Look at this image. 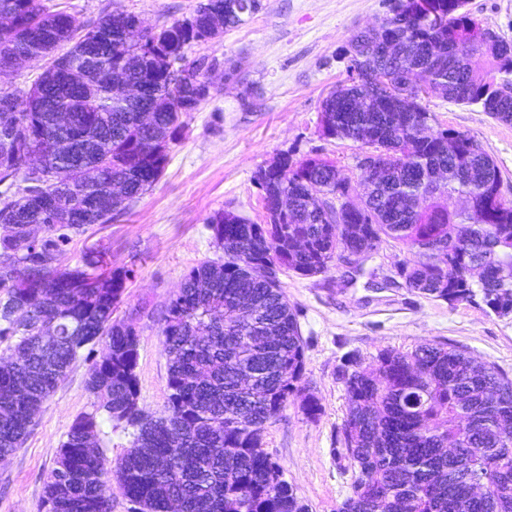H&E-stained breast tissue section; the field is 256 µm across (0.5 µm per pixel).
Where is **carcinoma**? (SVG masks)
<instances>
[{
	"label": "carcinoma",
	"instance_id": "obj_1",
	"mask_svg": "<svg viewBox=\"0 0 512 512\" xmlns=\"http://www.w3.org/2000/svg\"><path fill=\"white\" fill-rule=\"evenodd\" d=\"M199 0L190 16L162 25L141 43L124 39L138 15L116 11L85 28L41 0H0V65L50 58L31 88L0 90V455L22 447L36 414L69 369L102 345L86 382L98 399L78 415L46 480L44 512H112V478L139 512H308L264 450L267 425L293 396L315 420L305 393V344L280 278L313 277L344 252L368 254L392 241L418 261L397 275L405 287L450 305L481 301L486 313L512 318V203L500 194L493 159L465 134L435 131L421 142L420 120H434L424 97H384L372 78L395 85L418 72L430 98L477 105L512 123V43H472L482 23L465 0H402L379 26L349 41V77L322 101L321 114L340 140L375 154L362 179L363 208L336 215L335 162L294 161L282 154L259 167L269 222L216 212L207 224L224 262L204 261L184 276L161 315L168 361L163 412L140 403L139 335L114 317L133 270L106 268L86 252L61 265L73 237L112 223V214L147 192L169 162L183 116L209 96L207 76L187 62L192 45L216 38L261 7V0ZM445 17L433 25V14ZM485 56L479 65L477 54ZM143 85L127 99L112 69ZM40 155L32 190L26 155ZM439 200L420 211L415 199L433 183ZM289 214H272L280 198ZM469 202L457 208L448 199ZM347 408L340 455L355 472L338 512H512V378L456 346H386L370 361L347 355L336 372ZM132 429V448L111 461L99 446L102 422ZM484 488L475 491V483Z\"/></svg>",
	"mask_w": 512,
	"mask_h": 512
}]
</instances>
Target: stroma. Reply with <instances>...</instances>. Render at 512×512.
Listing matches in <instances>:
<instances>
[{
  "instance_id": "stroma-1",
  "label": "stroma",
  "mask_w": 512,
  "mask_h": 512,
  "mask_svg": "<svg viewBox=\"0 0 512 512\" xmlns=\"http://www.w3.org/2000/svg\"><path fill=\"white\" fill-rule=\"evenodd\" d=\"M85 26L117 10L157 27L188 17L198 0H42ZM467 10L512 42V0H467ZM386 0H262L261 9L220 38L187 49L188 61H204L208 98L185 118L170 146L158 182L112 223L74 237L61 262L75 266L84 252L106 251L112 266L134 276L116 318L135 325L140 339L137 374L141 402L161 412L167 397V359L160 312L197 264L219 259L207 220L219 210L262 224L266 213L254 171L287 153L300 160L320 155L341 176L359 180L362 149L350 140L324 138L321 104L349 77V39L374 26ZM240 63L231 71V63ZM433 129L452 128L478 143L501 173L500 195L512 202V123L477 106L440 98L425 102ZM413 251L389 243L361 258L355 270L337 265L313 277L282 275L288 301L298 312L305 342L308 391L322 408L317 420L292 397L264 436L265 451L309 512H336L353 481L336 451L345 414V392L336 369L350 352L368 359L386 346L410 350L425 342L454 345L512 376V319L487 315L474 303L433 300L406 288L396 275ZM91 360H78L42 406L23 446L0 462V512H40L49 471L76 415L93 411L86 388Z\"/></svg>"
}]
</instances>
